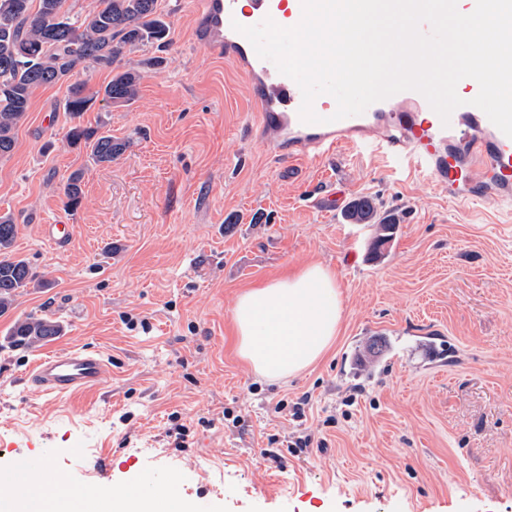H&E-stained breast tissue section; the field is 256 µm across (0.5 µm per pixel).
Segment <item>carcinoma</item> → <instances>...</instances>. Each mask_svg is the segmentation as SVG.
<instances>
[{
	"mask_svg": "<svg viewBox=\"0 0 512 512\" xmlns=\"http://www.w3.org/2000/svg\"><path fill=\"white\" fill-rule=\"evenodd\" d=\"M65 2L0 0V157L12 151L15 130L24 121L36 89L65 87L64 107L74 119L98 100L107 108L126 106L137 97L142 74L119 66L124 53L139 45L169 43V26L158 12V0H97L80 19L70 16ZM89 68L112 73L107 84L92 94L76 80ZM67 139L74 146L84 145L97 163H110L129 147L127 140L80 125L69 129ZM82 182L80 171L64 180L66 206L80 203ZM349 217L359 224L379 225L371 242L372 255L379 257L395 224L380 217L368 198L357 200ZM16 233L11 215H0V315L28 289L47 287L26 259L14 255ZM62 332L59 322L28 314L14 322L9 338L14 347H36Z\"/></svg>",
	"mask_w": 512,
	"mask_h": 512,
	"instance_id": "cac0c4a2",
	"label": "carcinoma"
}]
</instances>
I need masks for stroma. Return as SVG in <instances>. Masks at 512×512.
<instances>
[{
  "instance_id": "35a3bbf8",
  "label": "stroma",
  "mask_w": 512,
  "mask_h": 512,
  "mask_svg": "<svg viewBox=\"0 0 512 512\" xmlns=\"http://www.w3.org/2000/svg\"><path fill=\"white\" fill-rule=\"evenodd\" d=\"M158 8L167 51L122 60L143 75L137 98L80 119L130 140L122 156L99 164L71 146L64 92L46 86L0 157L15 253L51 282L0 316V470L48 449L71 484L148 474L162 489L175 476L189 512L203 500L210 512H512V215L490 198L459 206L345 148L282 163L260 141L245 76L199 39L200 0ZM75 170L83 196L69 210L59 187ZM361 196L398 224L377 260L374 226L344 218ZM43 224L72 225L68 246ZM310 260L336 272L340 330L315 365L271 383L237 355L232 308ZM30 313L61 336L9 346ZM377 334L384 350L365 351ZM426 342L446 348L437 365ZM74 345L108 360L97 393L59 402L26 388L29 365ZM178 424L181 446L167 435ZM305 435L321 448L291 452Z\"/></svg>"
}]
</instances>
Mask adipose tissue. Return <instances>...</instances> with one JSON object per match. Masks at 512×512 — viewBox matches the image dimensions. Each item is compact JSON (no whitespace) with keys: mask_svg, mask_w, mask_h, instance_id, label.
Instances as JSON below:
<instances>
[{"mask_svg":"<svg viewBox=\"0 0 512 512\" xmlns=\"http://www.w3.org/2000/svg\"><path fill=\"white\" fill-rule=\"evenodd\" d=\"M343 305L335 271L320 263L251 287L232 311L237 352L267 379L298 375L332 345Z\"/></svg>","mask_w":512,"mask_h":512,"instance_id":"1","label":"adipose tissue"}]
</instances>
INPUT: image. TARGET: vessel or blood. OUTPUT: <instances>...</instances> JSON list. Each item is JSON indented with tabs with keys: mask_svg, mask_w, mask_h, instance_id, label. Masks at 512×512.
I'll use <instances>...</instances> for the list:
<instances>
[{
	"mask_svg": "<svg viewBox=\"0 0 512 512\" xmlns=\"http://www.w3.org/2000/svg\"><path fill=\"white\" fill-rule=\"evenodd\" d=\"M202 0L199 25L207 45L224 54L248 77L261 109L255 114L263 143L281 160L313 161L340 147H368L393 169L415 173L447 189L450 199L470 203L493 198L512 204V138L504 135L471 101L479 92L471 78L459 83L463 106L449 123L419 92L406 90L370 105L363 114L334 120L337 103L318 96L320 124L302 122L298 85L261 59L237 25L253 26L272 18L283 27L302 17V0ZM107 361L97 350L70 347L36 360L24 374L28 387L42 395L66 398L98 391L106 380ZM49 453H21L0 471V496L25 499L31 512H48L46 489L60 485Z\"/></svg>",
	"mask_w": 512,
	"mask_h": 512,
	"instance_id": "1",
	"label": "vessel or blood"
}]
</instances>
